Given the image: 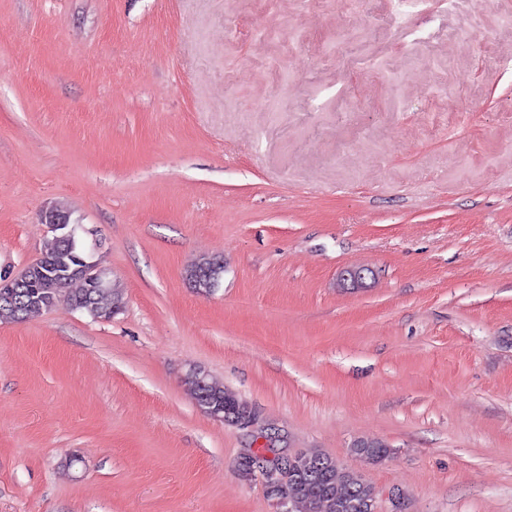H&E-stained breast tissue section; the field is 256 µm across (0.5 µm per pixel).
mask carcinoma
Wrapping results in <instances>:
<instances>
[{"mask_svg": "<svg viewBox=\"0 0 512 512\" xmlns=\"http://www.w3.org/2000/svg\"><path fill=\"white\" fill-rule=\"evenodd\" d=\"M81 253L67 243L50 238L42 255L33 262L34 271L38 272L48 266L75 269ZM217 259L203 257L194 262L186 271V279L191 287L208 293L219 282L224 268L213 270ZM76 282L71 278L63 281H43L34 276V281L17 289L13 299L0 298V322L19 321L28 315L49 310L64 301L71 307L90 312L91 307L119 311L122 305V293L115 286L107 288H79L70 291ZM196 403L206 400L224 404V388L209 381L207 387L200 385L198 377L187 372L185 378ZM322 458L319 469L312 473L304 470L288 478L276 489V495L300 500L308 504L311 512H354L349 503L354 500H373L376 498L374 488L359 475L343 468L334 458L320 454Z\"/></svg>", "mask_w": 512, "mask_h": 512, "instance_id": "obj_1", "label": "carcinoma"}]
</instances>
